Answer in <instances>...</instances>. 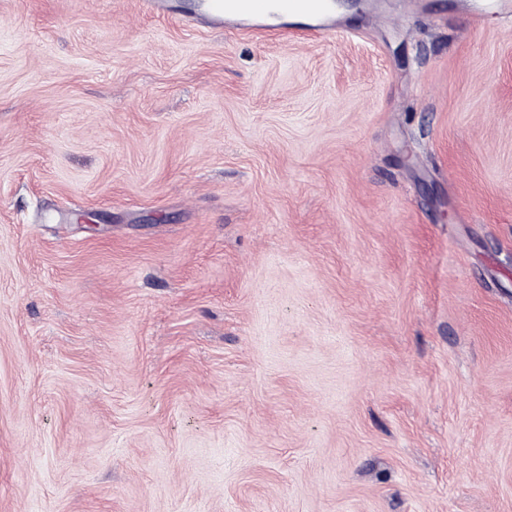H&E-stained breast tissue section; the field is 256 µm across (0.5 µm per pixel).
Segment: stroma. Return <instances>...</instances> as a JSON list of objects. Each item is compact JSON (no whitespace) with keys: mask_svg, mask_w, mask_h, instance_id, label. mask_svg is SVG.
Wrapping results in <instances>:
<instances>
[{"mask_svg":"<svg viewBox=\"0 0 512 512\" xmlns=\"http://www.w3.org/2000/svg\"><path fill=\"white\" fill-rule=\"evenodd\" d=\"M339 17L0 0V512H512V19ZM196 10L184 13L183 19L202 18L220 30L247 21L258 29L274 31L288 16L309 21L304 30L306 36L319 38L336 32L334 0H206L198 3Z\"/></svg>","mask_w":512,"mask_h":512,"instance_id":"1","label":"stroma"}]
</instances>
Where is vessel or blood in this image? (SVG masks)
<instances>
[{
    "mask_svg": "<svg viewBox=\"0 0 512 512\" xmlns=\"http://www.w3.org/2000/svg\"><path fill=\"white\" fill-rule=\"evenodd\" d=\"M461 10L472 27H491L512 18V0H462ZM287 17L307 19L306 36L319 38L336 30L335 0H200L185 20H205L212 28L224 29L251 22L262 30L280 28Z\"/></svg>",
    "mask_w": 512,
    "mask_h": 512,
    "instance_id": "obj_1",
    "label": "vessel or blood"
}]
</instances>
